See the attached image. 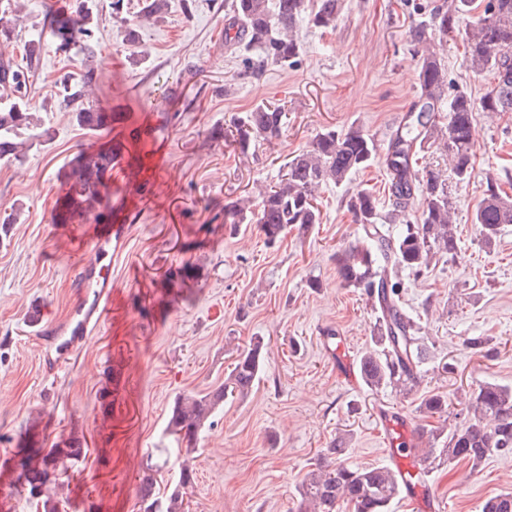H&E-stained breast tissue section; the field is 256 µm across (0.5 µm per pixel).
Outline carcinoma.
Returning <instances> with one entry per match:
<instances>
[{"label":"carcinoma","mask_w":512,"mask_h":512,"mask_svg":"<svg viewBox=\"0 0 512 512\" xmlns=\"http://www.w3.org/2000/svg\"><path fill=\"white\" fill-rule=\"evenodd\" d=\"M473 0H452L448 9L435 15L438 32L446 34L459 16L472 10ZM93 0H76L67 14L50 12L43 19L55 49L68 55L90 56L93 42ZM139 17L160 21L170 9V0H140ZM123 0H112V15L123 27L127 43L136 29L123 16ZM341 0H316L309 23L316 29H333ZM305 0H231L229 22L224 27V43L250 54L243 75L271 65L288 66L298 61L303 46L296 29L305 12ZM19 17L12 0H0V40L18 37ZM433 34L432 24L421 21L412 28L411 42L418 54V95L416 114L391 137L385 154L388 189L395 213L383 220L377 200L365 190L350 194L347 208L360 224L358 241L336 252V271L341 286L361 288L375 310L371 345L359 358L364 383L370 389L411 390L421 377L426 356L424 338L417 335L414 318L406 310L400 291L399 272H420L436 255H453L458 243L452 223V202L448 184L440 173L419 164L417 150L435 145L446 156L455 180L470 179L475 145L474 113L512 112V0H487L483 15L465 31V63L475 72H488L493 82L479 99L456 87L445 95L447 69L426 48ZM41 39L28 43L25 61L17 63L0 56V160L20 161L48 137L41 120L34 117L29 98L30 79L38 69ZM96 83V70L87 61L62 74L56 81L60 103L72 112L81 129L99 136L108 127L93 119L89 91ZM281 108L259 103L234 119L232 128L216 129V139H232L239 154L246 156L255 138L277 139L281 135ZM377 146L359 126L338 133H319L308 149L287 162V170L275 185L259 193V202L250 207L239 199L224 205V223L235 227L256 225L269 243L277 242L290 226L307 231L320 223L315 190L327 183L342 185L375 158ZM114 160L112 148L94 152L83 148L66 173L69 187L64 205L68 219L98 213L112 200V169L102 165ZM422 197L418 218L404 217L410 200ZM402 219L392 230L388 224ZM473 223L480 227L484 245L496 244L501 227L512 224V198L502 196L494 184L476 206ZM265 343L256 337L235 360L217 390L203 395H178L169 411L167 431L176 443L178 478L160 484L153 474L144 477L140 488V512H187L184 498L194 483L190 464L197 452L203 428L213 417L224 397H245L260 380L265 362ZM430 414L448 409V398L435 392L422 402ZM468 422L444 435L436 428L428 434L424 456L429 462L445 457L463 459L479 466L487 457L512 452V388L488 383L473 392L466 406ZM84 449L40 448L31 451L19 464L18 480L27 492L35 512H56L49 486L57 484L62 460L77 461ZM347 449L340 441L331 443L320 454L313 468L298 487L297 512H336L342 505L352 512H390L398 488L385 466L358 467L346 462ZM482 512H512V492L498 494L482 505Z\"/></svg>","instance_id":"obj_1"}]
</instances>
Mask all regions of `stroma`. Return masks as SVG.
<instances>
[{"instance_id": "1", "label": "stroma", "mask_w": 512, "mask_h": 512, "mask_svg": "<svg viewBox=\"0 0 512 512\" xmlns=\"http://www.w3.org/2000/svg\"><path fill=\"white\" fill-rule=\"evenodd\" d=\"M50 2L19 0V36L0 55L20 58ZM228 2L196 0L187 12L182 0H170L167 18L139 23L129 46L111 0H97L93 100L122 112L112 126L116 143L130 141L140 115H161L157 137L167 152L163 167L140 181L114 169L112 211L131 230L112 261V307L57 371L46 364L53 351L39 328L68 318L75 290L66 259L73 247L52 222L62 204L56 189L93 138L56 96L55 80L74 59L43 51L31 95L51 138L23 161H0V218L16 216L0 237V512H33L17 480L24 449L76 441L88 455L63 476V512H139L149 456L174 445L166 426L175 396L218 388L255 336L267 345L264 371L246 397L225 398L204 429L185 497L190 512H296L298 485L332 441L343 439L351 463L383 464L377 406L405 408L421 425L449 432L468 419L461 396L486 383L512 388V224L489 249L471 220L488 183L512 197V112L475 115L471 178L448 185L456 254L402 274L403 298L428 348L419 384L403 395L350 390L318 339L321 327H334L357 355L371 342L375 313L366 295L341 286L333 259L360 235L346 197L366 189L381 213L392 211L384 153L418 91L410 31L451 0H343L334 29L299 24L298 64L247 77L242 52L224 44ZM475 18L462 16L434 47L450 85L478 98L491 76L467 68L461 38ZM263 101L285 108L278 139L255 140L246 158L212 139L213 129ZM353 124L374 139L377 155L350 183L318 190L320 224L304 233L289 228L272 245L257 230L225 224V203L277 182L320 132ZM186 267L193 279L178 282ZM477 336L478 348L469 343ZM434 392L448 397L440 416L421 407ZM433 482L446 512H481L490 497L512 492V453L476 467L434 466Z\"/></svg>"}]
</instances>
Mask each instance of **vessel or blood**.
I'll list each match as a JSON object with an SVG mask.
<instances>
[{
	"mask_svg": "<svg viewBox=\"0 0 512 512\" xmlns=\"http://www.w3.org/2000/svg\"><path fill=\"white\" fill-rule=\"evenodd\" d=\"M65 230L81 257L74 267L79 298L67 321L53 330L63 354L80 340L94 335L103 315L111 308L112 259L124 243L128 227L106 217L90 220L85 226L69 224ZM321 345L337 379L348 388H357L359 374L345 338L325 328L321 331ZM375 422L387 467L411 512H444V503L433 489L428 464L416 450L422 439L418 420L406 411L384 404L376 409Z\"/></svg>",
	"mask_w": 512,
	"mask_h": 512,
	"instance_id": "1",
	"label": "vessel or blood"
}]
</instances>
